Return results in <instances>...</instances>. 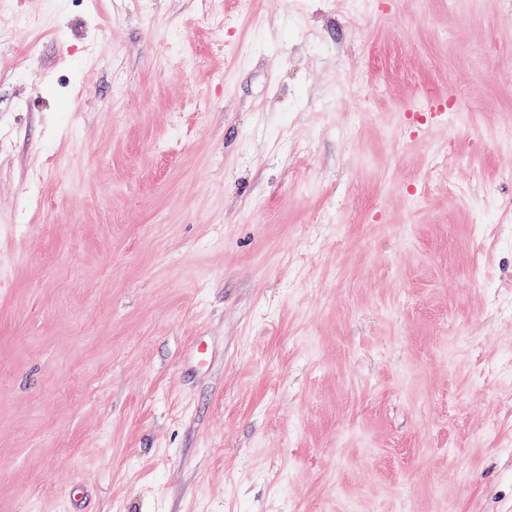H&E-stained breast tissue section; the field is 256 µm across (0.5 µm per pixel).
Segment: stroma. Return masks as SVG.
Segmentation results:
<instances>
[{
  "instance_id": "stroma-1",
  "label": "stroma",
  "mask_w": 512,
  "mask_h": 512,
  "mask_svg": "<svg viewBox=\"0 0 512 512\" xmlns=\"http://www.w3.org/2000/svg\"><path fill=\"white\" fill-rule=\"evenodd\" d=\"M511 237L512 0H0V512H512Z\"/></svg>"
}]
</instances>
